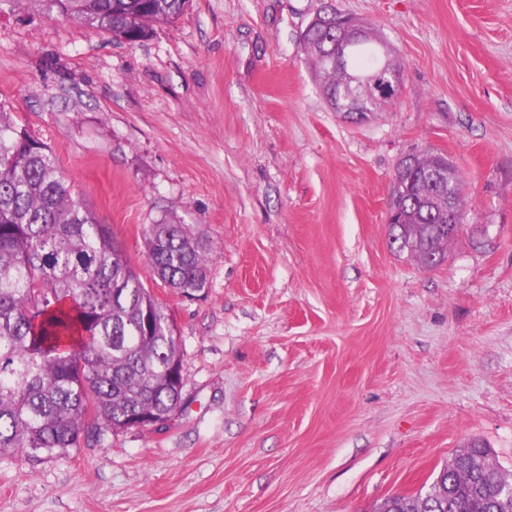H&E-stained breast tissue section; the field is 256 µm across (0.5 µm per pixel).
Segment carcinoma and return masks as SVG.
<instances>
[{"mask_svg":"<svg viewBox=\"0 0 512 512\" xmlns=\"http://www.w3.org/2000/svg\"><path fill=\"white\" fill-rule=\"evenodd\" d=\"M48 10L127 42L171 23L190 0H44ZM300 38L326 102L336 109L344 76L325 68L350 17L327 5ZM348 67L390 81L381 47L355 44ZM448 167L454 201L466 213L464 181L445 154L425 150L400 162L389 211L396 253L410 260L447 255L440 201L421 172ZM147 260L154 277L185 295L203 289L207 255L186 224H152ZM180 348L166 307L61 174L50 148L17 126L0 103V453L64 452L103 445L126 413L160 416L179 399L166 372ZM479 439L429 485L431 495H395L375 512H512L503 470Z\"/></svg>","mask_w":512,"mask_h":512,"instance_id":"carcinoma-1","label":"carcinoma"}]
</instances>
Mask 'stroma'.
Segmentation results:
<instances>
[{
    "label": "stroma",
    "mask_w": 512,
    "mask_h": 512,
    "mask_svg": "<svg viewBox=\"0 0 512 512\" xmlns=\"http://www.w3.org/2000/svg\"><path fill=\"white\" fill-rule=\"evenodd\" d=\"M328 0H190L127 43L0 0V102L164 304L185 406L154 429L0 455V512H375L470 438L512 472V0H329L404 64L353 123L299 35ZM448 154L467 225L427 271L390 247L395 172ZM208 248L189 299L145 230Z\"/></svg>",
    "instance_id": "1"
}]
</instances>
